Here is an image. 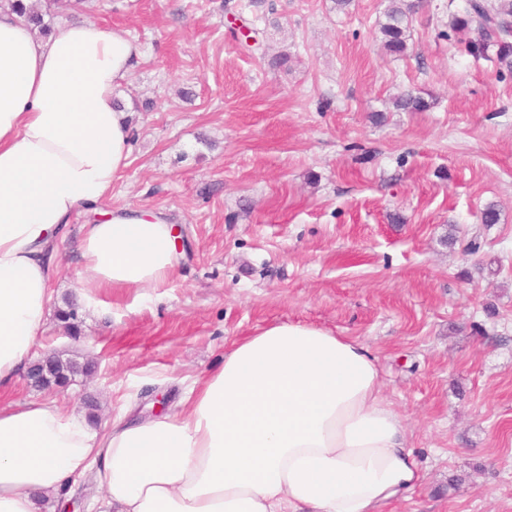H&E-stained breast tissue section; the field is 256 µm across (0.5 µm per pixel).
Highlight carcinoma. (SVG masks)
Segmentation results:
<instances>
[{"instance_id": "1", "label": "carcinoma", "mask_w": 512, "mask_h": 512, "mask_svg": "<svg viewBox=\"0 0 512 512\" xmlns=\"http://www.w3.org/2000/svg\"><path fill=\"white\" fill-rule=\"evenodd\" d=\"M70 0H50L45 11L27 8L20 0H0V7L8 6L16 11L27 22L40 28L42 34L51 33V28L44 22V16L52 11L68 6ZM417 4L412 0H392L391 6L385 13V21L379 24L384 37V47L396 55H403L408 49L409 17L414 13ZM512 14V0H505L495 7L488 0H467L465 16L454 20V27L464 30L474 28L478 38L469 41V52L475 56H487L490 48H497V55L505 58L512 54V44L500 38L504 31V23L500 16ZM396 106L409 112H424L430 103L421 96L407 93L396 101Z\"/></svg>"}]
</instances>
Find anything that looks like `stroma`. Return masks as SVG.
<instances>
[{
  "label": "stroma",
  "instance_id": "stroma-1",
  "mask_svg": "<svg viewBox=\"0 0 512 512\" xmlns=\"http://www.w3.org/2000/svg\"><path fill=\"white\" fill-rule=\"evenodd\" d=\"M465 3L422 0L403 55L383 47L390 0L58 12L141 47L114 92L129 164L97 210L163 215L181 259L161 288L90 287L78 208L52 246L35 354L94 371L50 389L18 374L0 403L51 401L102 427L122 408L173 412L235 341L311 324L369 349L420 462V484L384 512H512V56L469 53L451 25ZM408 91L429 110H396Z\"/></svg>",
  "mask_w": 512,
  "mask_h": 512
}]
</instances>
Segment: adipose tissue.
Wrapping results in <instances>:
<instances>
[{"label": "adipose tissue", "instance_id": "1", "mask_svg": "<svg viewBox=\"0 0 512 512\" xmlns=\"http://www.w3.org/2000/svg\"><path fill=\"white\" fill-rule=\"evenodd\" d=\"M140 59L125 33L40 37L0 9V389L45 330L52 243L128 165L112 100ZM79 251L115 291L163 287L178 264L171 224L135 210L87 225ZM90 473L98 512H381L421 478L368 348L302 323L235 342L175 413L99 430L49 402L0 406V512H40Z\"/></svg>", "mask_w": 512, "mask_h": 512}]
</instances>
